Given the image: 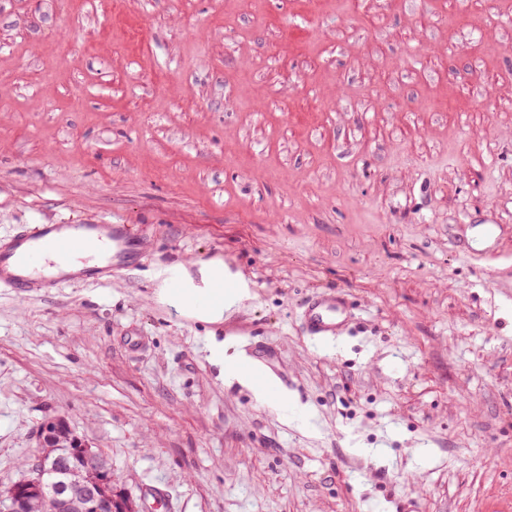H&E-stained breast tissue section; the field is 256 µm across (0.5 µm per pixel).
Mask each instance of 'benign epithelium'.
<instances>
[{
  "instance_id": "7a95c632",
  "label": "benign epithelium",
  "mask_w": 512,
  "mask_h": 512,
  "mask_svg": "<svg viewBox=\"0 0 512 512\" xmlns=\"http://www.w3.org/2000/svg\"><path fill=\"white\" fill-rule=\"evenodd\" d=\"M41 451L29 472L0 491V512H140V502L112 485L107 459L77 436L68 421L45 422ZM54 448H70L74 464Z\"/></svg>"
}]
</instances>
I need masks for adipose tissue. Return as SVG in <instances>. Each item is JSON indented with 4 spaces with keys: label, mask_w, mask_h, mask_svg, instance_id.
I'll return each mask as SVG.
<instances>
[{
    "label": "adipose tissue",
    "mask_w": 512,
    "mask_h": 512,
    "mask_svg": "<svg viewBox=\"0 0 512 512\" xmlns=\"http://www.w3.org/2000/svg\"><path fill=\"white\" fill-rule=\"evenodd\" d=\"M173 271L183 282L182 293L178 296L173 295L169 288L163 285L158 291L160 300L175 307L183 315L203 323L221 322L225 314L231 313L251 294L249 282L242 275L231 273L220 260L194 262L188 265L180 264L174 266ZM220 285L226 288L221 305L209 308L197 306L198 296L208 293ZM210 352L213 363L220 365L221 375L226 380H235L253 387L256 398L261 402L278 404L285 401V394L272 395L257 387L255 375L242 363L225 361L223 344L211 342Z\"/></svg>",
    "instance_id": "ef3b65f1"
}]
</instances>
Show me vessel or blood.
I'll use <instances>...</instances> for the list:
<instances>
[{
  "label": "vessel or blood",
  "instance_id": "vessel-or-blood-1",
  "mask_svg": "<svg viewBox=\"0 0 512 512\" xmlns=\"http://www.w3.org/2000/svg\"><path fill=\"white\" fill-rule=\"evenodd\" d=\"M104 247L94 264L75 265L76 254ZM134 237L124 224H38L0 240V285L26 293L32 288L97 282L109 277L136 250ZM342 302L326 299L309 306L306 327L310 336L325 340L334 335Z\"/></svg>",
  "mask_w": 512,
  "mask_h": 512
}]
</instances>
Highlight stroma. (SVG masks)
<instances>
[{
  "label": "stroma",
  "instance_id": "35a3bbf8",
  "mask_svg": "<svg viewBox=\"0 0 512 512\" xmlns=\"http://www.w3.org/2000/svg\"><path fill=\"white\" fill-rule=\"evenodd\" d=\"M36 224L140 248L0 286V489L63 416L159 512H512V0H0V238ZM213 259L252 285L224 321L159 301ZM344 306L336 299H326L309 306L306 314V327L310 336L324 341L327 336L336 333L338 319L344 315ZM211 360L213 363L221 366V376L227 381L236 380L242 384L250 386L255 393L256 398L267 404H279L287 399L284 392L278 395H272L260 388L256 383V377L253 372L247 369L241 362L231 361L224 365V342L218 343L214 339L210 344Z\"/></svg>",
  "mask_w": 512,
  "mask_h": 512
}]
</instances>
